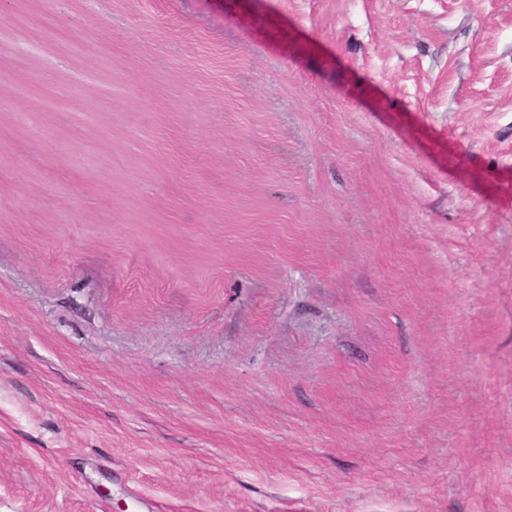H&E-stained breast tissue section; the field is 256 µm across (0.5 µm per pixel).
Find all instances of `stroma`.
Instances as JSON below:
<instances>
[{
	"mask_svg": "<svg viewBox=\"0 0 512 512\" xmlns=\"http://www.w3.org/2000/svg\"><path fill=\"white\" fill-rule=\"evenodd\" d=\"M0 512H512V0H0Z\"/></svg>",
	"mask_w": 512,
	"mask_h": 512,
	"instance_id": "35a3bbf8",
	"label": "stroma"
}]
</instances>
